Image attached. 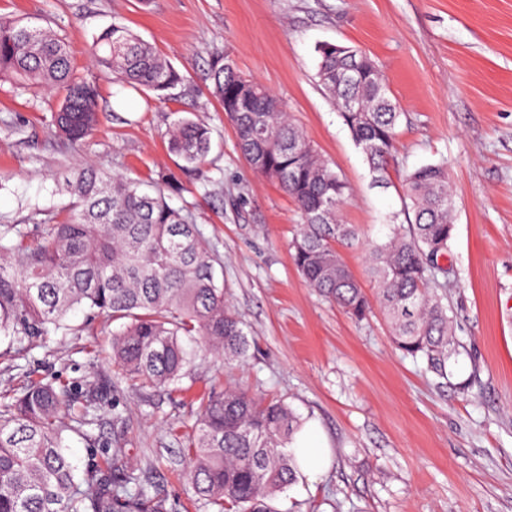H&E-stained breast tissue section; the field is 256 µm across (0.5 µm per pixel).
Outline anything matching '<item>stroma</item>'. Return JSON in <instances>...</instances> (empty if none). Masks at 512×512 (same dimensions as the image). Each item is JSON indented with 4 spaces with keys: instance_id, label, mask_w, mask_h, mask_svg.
<instances>
[{
    "instance_id": "obj_1",
    "label": "stroma",
    "mask_w": 512,
    "mask_h": 512,
    "mask_svg": "<svg viewBox=\"0 0 512 512\" xmlns=\"http://www.w3.org/2000/svg\"><path fill=\"white\" fill-rule=\"evenodd\" d=\"M0 14L63 38L100 109L75 149L52 126L63 88L0 78V224L61 216L69 198L55 187L81 162L139 181L174 174L169 201L195 215L251 342L232 364L195 346L185 391L144 388L115 371L101 319L78 312L73 332L31 362L7 357L0 338V393L54 380L116 404L127 452L168 512H207L183 479V446L194 395L216 381L284 400L332 452L323 475L299 476L278 499L281 512H512V0H0ZM115 22L182 74L168 98L115 84L93 61L95 36ZM324 42L368 53L402 112L384 184L318 83ZM217 59L275 91L347 183L344 221L366 238L403 214L408 172L447 161L457 205L448 304L461 344L448 382L403 356L381 312L355 321L298 274L300 213L241 154L211 93ZM120 96L130 107L116 109ZM180 117L211 130L203 175L167 150Z\"/></svg>"
}]
</instances>
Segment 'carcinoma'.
Returning a JSON list of instances; mask_svg holds the SVG:
<instances>
[{
	"label": "carcinoma",
	"mask_w": 512,
	"mask_h": 512,
	"mask_svg": "<svg viewBox=\"0 0 512 512\" xmlns=\"http://www.w3.org/2000/svg\"><path fill=\"white\" fill-rule=\"evenodd\" d=\"M91 52L127 86L162 94L183 81L122 24L104 29ZM318 53V82L380 181L401 117L386 79L359 49L326 43ZM0 74L64 86L53 124L70 144L96 130V89L72 77L69 51L56 33L0 16ZM209 76L241 153L298 206L302 224L290 249L301 276L352 319H368L372 304L338 251L364 244L367 271L397 348L449 379L459 344L444 303L452 282L448 266L440 264L455 229L447 168L428 164L411 172L405 199L414 221L390 224L382 240L363 243L357 225L339 219L346 183L281 100L228 62L213 63ZM348 100L361 102L364 111H345ZM210 149L206 126L186 117L176 121L168 150L182 160L181 169L201 170ZM174 185L172 176L147 184L83 165L65 180L71 199L65 220L33 229L0 224V336L10 339L13 359H29L48 336L71 330L70 313L86 310L120 322L112 332V363L146 387L180 384L192 363L188 344L198 337L226 362L246 360L249 340L218 278L219 262L191 212L167 201L165 189ZM101 408L98 397L54 382L0 395V512H166L153 482L124 453L126 438L114 439L110 457L92 454L81 468L72 461L71 436L89 448L99 445L94 429ZM300 427L283 401H263L227 385L212 388L199 398L185 441L193 495L216 512H280L274 501L297 480L287 448Z\"/></svg>",
	"instance_id": "obj_1"
}]
</instances>
